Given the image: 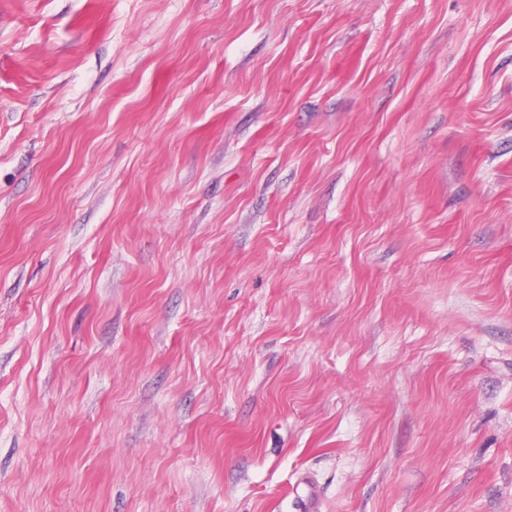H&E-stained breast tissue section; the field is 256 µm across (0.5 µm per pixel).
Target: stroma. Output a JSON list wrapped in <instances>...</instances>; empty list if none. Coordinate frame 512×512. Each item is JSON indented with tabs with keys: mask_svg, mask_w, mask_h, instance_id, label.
<instances>
[{
	"mask_svg": "<svg viewBox=\"0 0 512 512\" xmlns=\"http://www.w3.org/2000/svg\"><path fill=\"white\" fill-rule=\"evenodd\" d=\"M0 512H512V0H0Z\"/></svg>",
	"mask_w": 512,
	"mask_h": 512,
	"instance_id": "1",
	"label": "stroma"
}]
</instances>
